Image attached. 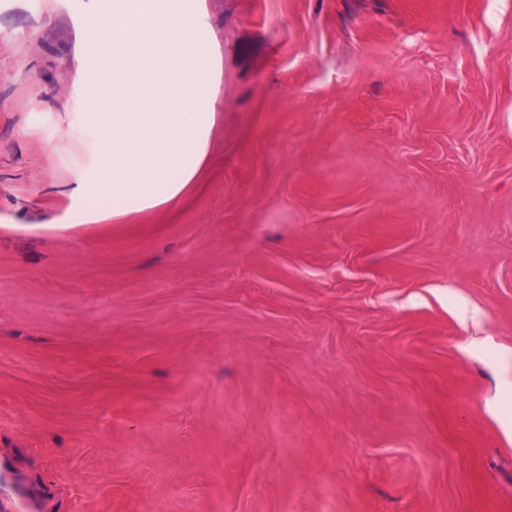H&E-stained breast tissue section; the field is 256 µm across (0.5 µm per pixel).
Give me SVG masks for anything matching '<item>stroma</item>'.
I'll return each instance as SVG.
<instances>
[{
  "mask_svg": "<svg viewBox=\"0 0 512 512\" xmlns=\"http://www.w3.org/2000/svg\"><path fill=\"white\" fill-rule=\"evenodd\" d=\"M210 161L68 221L105 0H0V512H512V0H202Z\"/></svg>",
  "mask_w": 512,
  "mask_h": 512,
  "instance_id": "obj_1",
  "label": "stroma"
}]
</instances>
